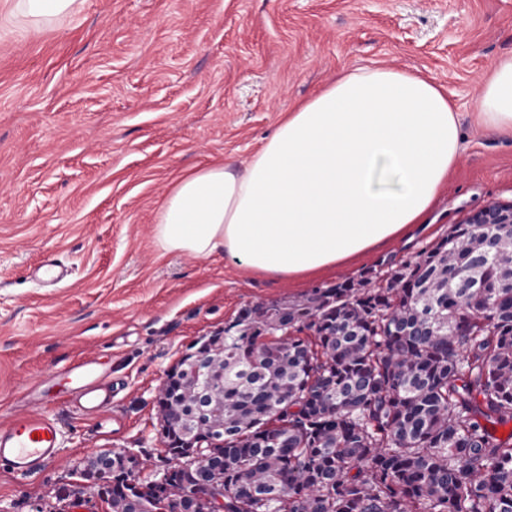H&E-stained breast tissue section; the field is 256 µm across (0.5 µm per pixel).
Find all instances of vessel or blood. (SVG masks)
Returning a JSON list of instances; mask_svg holds the SVG:
<instances>
[{
  "instance_id": "vessel-or-blood-1",
  "label": "vessel or blood",
  "mask_w": 512,
  "mask_h": 512,
  "mask_svg": "<svg viewBox=\"0 0 512 512\" xmlns=\"http://www.w3.org/2000/svg\"><path fill=\"white\" fill-rule=\"evenodd\" d=\"M104 372L96 357L87 356L55 375L47 384L30 390L27 398L40 402L56 392L84 413L107 408L110 396L103 388ZM61 450V427L45 412L27 410L0 425V463L27 477L56 462Z\"/></svg>"
}]
</instances>
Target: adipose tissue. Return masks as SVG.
<instances>
[{"mask_svg":"<svg viewBox=\"0 0 512 512\" xmlns=\"http://www.w3.org/2000/svg\"><path fill=\"white\" fill-rule=\"evenodd\" d=\"M84 0H9V20L40 30ZM478 119L512 134V55L478 98ZM462 150L446 91L406 69L358 66L283 113L239 168L185 171L153 226L159 252L237 260L295 284L383 249L424 223Z\"/></svg>","mask_w":512,"mask_h":512,"instance_id":"adipose-tissue-1","label":"adipose tissue"}]
</instances>
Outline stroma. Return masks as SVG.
Masks as SVG:
<instances>
[{
  "mask_svg": "<svg viewBox=\"0 0 512 512\" xmlns=\"http://www.w3.org/2000/svg\"><path fill=\"white\" fill-rule=\"evenodd\" d=\"M512 55V0H85L37 32L0 26V424L35 382L92 355L115 387L87 417L65 401L60 458L30 477L0 465V512H52L100 450L163 468L155 398L168 372L242 307L388 271L490 204L512 205V135L476 120ZM362 65L442 85L464 148L428 223L360 264L293 287L224 254H160L158 208L186 169L244 164L283 112ZM69 271L52 288L36 270Z\"/></svg>",
  "mask_w": 512,
  "mask_h": 512,
  "instance_id": "1",
  "label": "stroma"
}]
</instances>
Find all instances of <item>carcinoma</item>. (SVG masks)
I'll use <instances>...</instances> for the list:
<instances>
[{
    "mask_svg": "<svg viewBox=\"0 0 512 512\" xmlns=\"http://www.w3.org/2000/svg\"><path fill=\"white\" fill-rule=\"evenodd\" d=\"M497 241L490 252L487 239ZM246 305L211 375L164 382L168 435L200 432L224 512H512V224H455L376 288ZM273 423L260 436L256 425ZM114 454L112 512H164ZM168 497L202 512L182 482Z\"/></svg>",
    "mask_w": 512,
    "mask_h": 512,
    "instance_id": "obj_1",
    "label": "carcinoma"
}]
</instances>
